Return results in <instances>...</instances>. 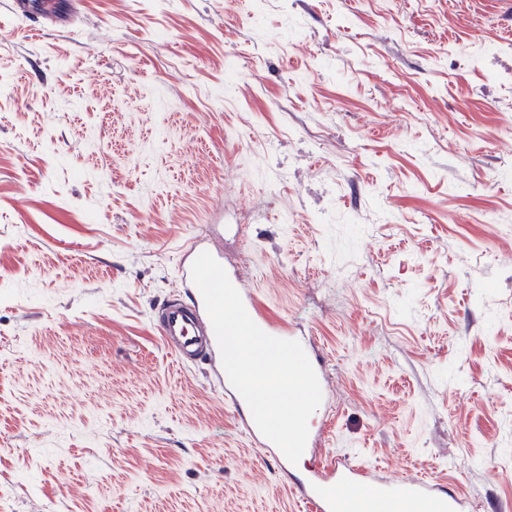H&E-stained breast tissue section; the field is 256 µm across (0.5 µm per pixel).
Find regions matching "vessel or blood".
I'll use <instances>...</instances> for the list:
<instances>
[{
  "label": "vessel or blood",
  "mask_w": 512,
  "mask_h": 512,
  "mask_svg": "<svg viewBox=\"0 0 512 512\" xmlns=\"http://www.w3.org/2000/svg\"><path fill=\"white\" fill-rule=\"evenodd\" d=\"M202 245L187 241L181 251L180 284L190 299L183 305L169 301L162 309L159 329L166 346L176 362L191 365L206 362L219 377L224 395L233 408H240L242 396L224 376L220 349L202 295L191 278V266L202 252ZM253 322L265 333L287 338V331L265 319L260 304L253 295L242 297ZM246 433L266 457L280 470H288L290 462L280 449L257 428L254 420L243 423ZM297 496L311 512H471L470 501L447 486L429 478H403L354 464L346 458H337L323 466L309 469L304 482L296 485Z\"/></svg>",
  "instance_id": "vessel-or-blood-1"
}]
</instances>
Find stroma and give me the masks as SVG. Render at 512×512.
<instances>
[{"mask_svg": "<svg viewBox=\"0 0 512 512\" xmlns=\"http://www.w3.org/2000/svg\"><path fill=\"white\" fill-rule=\"evenodd\" d=\"M0 0L10 512H299L157 328L177 246L323 357L319 452L512 512V0Z\"/></svg>", "mask_w": 512, "mask_h": 512, "instance_id": "stroma-1", "label": "stroma"}]
</instances>
